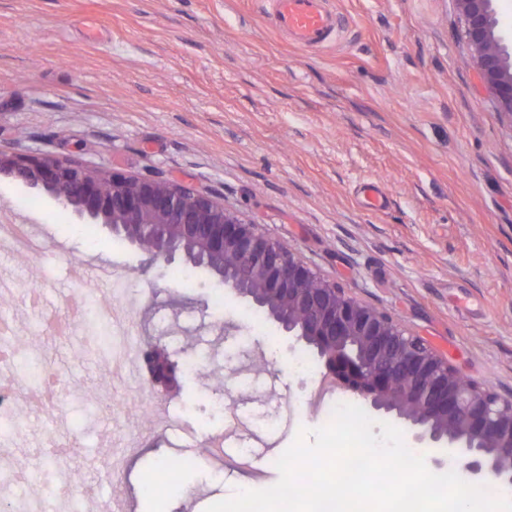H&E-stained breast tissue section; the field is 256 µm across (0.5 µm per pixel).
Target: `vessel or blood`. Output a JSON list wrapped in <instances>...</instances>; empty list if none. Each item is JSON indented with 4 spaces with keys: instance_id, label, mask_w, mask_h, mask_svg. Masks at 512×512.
I'll use <instances>...</instances> for the list:
<instances>
[{
    "instance_id": "b4317fda",
    "label": "vessel or blood",
    "mask_w": 512,
    "mask_h": 512,
    "mask_svg": "<svg viewBox=\"0 0 512 512\" xmlns=\"http://www.w3.org/2000/svg\"><path fill=\"white\" fill-rule=\"evenodd\" d=\"M273 18L292 43L305 48L323 45L337 28L327 0H273Z\"/></svg>"
}]
</instances>
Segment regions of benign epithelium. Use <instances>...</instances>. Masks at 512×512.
<instances>
[{
    "mask_svg": "<svg viewBox=\"0 0 512 512\" xmlns=\"http://www.w3.org/2000/svg\"><path fill=\"white\" fill-rule=\"evenodd\" d=\"M480 78L512 124V45L498 30L495 0H455ZM7 169L42 188L81 221L103 224L147 255L180 257L264 311L295 346L316 355L326 373L370 407L394 414L418 444L448 449L472 480L512 484V396L463 380L448 360L387 313L319 277L283 243L260 233L209 195L161 178L103 172L51 155L0 151ZM235 265L225 264L226 259ZM155 384L178 387L177 364L145 345Z\"/></svg>",
    "mask_w": 512,
    "mask_h": 512,
    "instance_id": "obj_1",
    "label": "benign epithelium"
}]
</instances>
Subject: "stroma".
<instances>
[{"instance_id": "obj_1", "label": "stroma", "mask_w": 512, "mask_h": 512, "mask_svg": "<svg viewBox=\"0 0 512 512\" xmlns=\"http://www.w3.org/2000/svg\"><path fill=\"white\" fill-rule=\"evenodd\" d=\"M330 7L338 38L301 49L276 29L271 0H0V150L213 195L464 377L510 395L512 127L478 75L455 0ZM370 183L385 190L383 209L364 205ZM0 209L45 245L31 256L0 242V318L71 393L60 413L18 403L0 417V448L33 467L42 449L76 446L65 460L84 483L71 512L116 494L134 512H205L259 486L205 455L213 437L271 471L300 428L327 424L306 402L323 373L313 354L233 293L214 306L215 276L196 268L190 283L170 282L168 263H148L100 224L85 244L69 211L5 171ZM80 289L131 305L123 338L170 352L179 387L153 397L180 431L157 423L137 383L109 374L104 347L85 348L92 314L66 337L44 331L41 314ZM173 457L184 468L163 473Z\"/></svg>"}]
</instances>
